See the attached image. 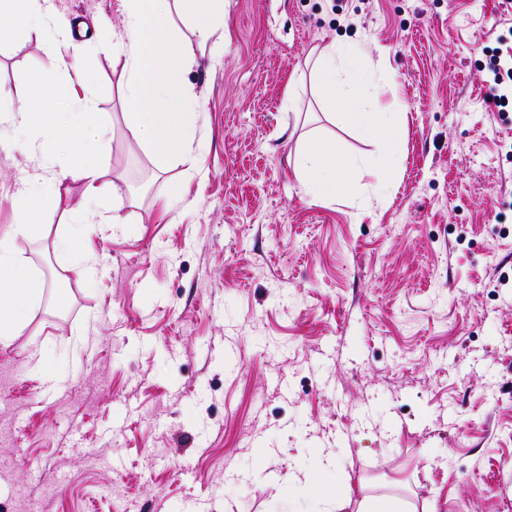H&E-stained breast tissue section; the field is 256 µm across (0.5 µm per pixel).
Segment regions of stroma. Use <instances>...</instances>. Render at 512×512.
I'll return each mask as SVG.
<instances>
[{"instance_id":"stroma-1","label":"stroma","mask_w":512,"mask_h":512,"mask_svg":"<svg viewBox=\"0 0 512 512\" xmlns=\"http://www.w3.org/2000/svg\"><path fill=\"white\" fill-rule=\"evenodd\" d=\"M54 3L101 45H0V108L41 111L31 72H87L122 221L88 226L89 285L51 245L62 215L11 237L32 163L0 123V238L45 282L0 345V512H302L321 467L360 496L512 512V118L477 64L496 36L512 47V0H224L218 67L174 17L197 57V173L158 170L123 119L122 0ZM334 40L381 61L379 102L405 113L380 201L369 176L333 202L293 174L307 136L379 149L304 77ZM178 186L189 206L163 211Z\"/></svg>"}]
</instances>
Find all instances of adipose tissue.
Returning <instances> with one entry per match:
<instances>
[{"label":"adipose tissue","mask_w":512,"mask_h":512,"mask_svg":"<svg viewBox=\"0 0 512 512\" xmlns=\"http://www.w3.org/2000/svg\"><path fill=\"white\" fill-rule=\"evenodd\" d=\"M125 34L112 50L126 63L123 94L131 106L127 124L146 143L159 169L173 161L195 163L193 149L203 139L193 119L195 95L185 76L196 66L193 51L175 38L173 16L186 15L200 42H207L224 25V0H123ZM34 31L47 48L80 51L70 25L59 20L54 0H0V44L19 33ZM96 89L83 73H75L63 88L72 122L67 125L64 146L44 150L32 136L37 124L24 109L9 112L8 122L21 134L20 148L34 164L32 174L21 177L13 196L19 220L14 234L37 235L46 215L59 211L66 178L81 181L86 210L71 214L66 233L54 240L56 249L68 252L76 268L90 256L83 248L88 225L101 220L97 202L112 195L114 185L105 181L102 157L75 132L94 111ZM71 160L68 169H57L54 154ZM43 294V284L30 265L14 252L8 239H0V343L12 342L27 326Z\"/></svg>","instance_id":"obj_1"}]
</instances>
